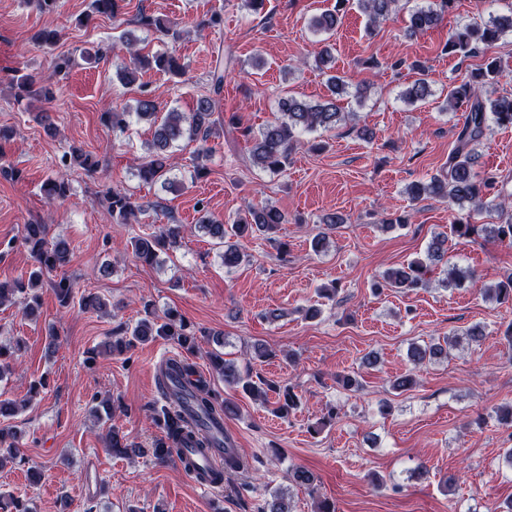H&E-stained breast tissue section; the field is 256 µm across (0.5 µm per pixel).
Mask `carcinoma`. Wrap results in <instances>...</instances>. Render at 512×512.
I'll return each instance as SVG.
<instances>
[{"mask_svg":"<svg viewBox=\"0 0 512 512\" xmlns=\"http://www.w3.org/2000/svg\"><path fill=\"white\" fill-rule=\"evenodd\" d=\"M349 2L350 0H336L334 8L312 18L310 29L317 34L334 33L342 22V10ZM454 2L455 0H437L434 5L415 6L409 9L406 21L407 34L413 37L438 26ZM398 3L399 0H356L359 10L374 24L390 19ZM128 4L129 0H91L88 11L76 19V23L84 26L97 16L116 19L125 14ZM132 24L154 31L174 43L181 37L180 31L174 26L143 12L136 15ZM508 32L512 33V13L492 17L485 23H466L448 37L445 50L467 57L479 46H488ZM136 41L137 37L133 31L127 30L121 34L119 42L112 45L113 50L124 51L130 56L129 64L117 73L122 82L129 83V76L138 70H157L175 75L182 73L176 50L144 54L135 47ZM499 71L500 65L492 60L485 67L475 71L469 80L448 88V106L452 109H464L465 118L462 125L456 128L455 145L448 155V169L424 182L412 184L408 191L412 200L437 199L448 203L450 208L456 205L461 207L467 203L474 211L491 212L502 208V205L486 200L488 190L496 182V176L490 172H474V165L479 157L478 148L483 144L491 124L512 127V94L494 98L481 94V87L494 80ZM12 86L15 88L14 102L18 105L27 99L41 100L50 105L55 100L53 81L50 77L44 80L32 74H23L12 78ZM223 88L224 67L218 60L211 72L208 93L198 98L196 108L188 114L175 108L162 111L153 91L141 89L136 116L154 127L152 140L147 146V154L136 168L141 181L159 183L169 190H182L184 184L171 176L169 153L185 140L198 143L193 158L191 179L198 180L208 175L210 155L206 143L214 128L220 124V120L213 118V115L216 97L221 95ZM327 89V97L314 104L293 96L282 97L278 104L279 117L256 132L242 130L243 136L251 142L250 155L254 165L271 173L282 172L288 164L300 133L317 128L325 131L335 129L351 116V113L344 111L341 100L345 97L352 98L361 104L370 94L369 83L362 81L353 84L336 74L327 78ZM431 95L428 80L419 76L408 84L401 98L413 105L425 101ZM126 116L127 112L110 107L102 112L101 120L104 125L112 128V133L123 134L128 127ZM73 163L88 172L94 171L98 166L95 157L80 149H74L61 157L63 166L68 167ZM69 191L70 184L62 177L50 178L43 186V192L52 200L66 198ZM101 202L115 224L136 222L138 216L144 212V206L137 203L133 195L123 188L107 187ZM197 212L199 217L197 224L194 225L195 231L219 241L224 246L222 259L224 267L228 269L239 266L248 257L246 246L241 243V239L262 236L270 241L272 234L276 233L281 225L288 223V216L284 212L266 205L250 208V218H239L231 224L214 218L201 200L197 202ZM185 232L184 224H157L151 232L132 238V252L140 262L152 265L158 261L159 253L175 247ZM481 232L489 238L512 241V218L501 224H463L458 221L451 225V232L434 233L427 247L426 260L416 259L401 267L387 270L382 275V282L377 284V289L413 291L429 287L430 272L439 265H448V234L470 238ZM22 244L34 259L35 267L29 272L27 280L18 279L11 288L0 283L1 306L13 301L18 294H27V290L43 282L45 276L70 262L68 244L62 240L50 241L46 224L23 225ZM465 279L473 285L478 283L475 272L456 269L445 273L441 283L443 287L448 288L460 285ZM482 290L485 296L499 303L512 302V278L493 287L484 286ZM55 291L59 302L65 307L76 305L82 311L106 308V304L97 295L76 296L74 283L65 277L55 283ZM142 312L143 317L135 324L118 328L122 338L112 342V351L123 352L157 336H170L176 339L177 343L191 354L198 350L195 332L177 311L169 310L160 316L156 313L154 303L144 298ZM462 336L470 341H479L484 336V328L474 325L460 334L454 332L424 345L413 343L408 351L409 358L415 366L420 367L447 357L451 350L460 344ZM21 348L20 339L8 346L0 344V380L10 371V360ZM210 358L214 370L224 377L226 386L239 388L263 402L268 401L269 395H275L276 411L282 415H287L298 407L299 398L290 388H283L260 376L255 378L250 369L242 370L234 362L220 355L212 354ZM172 397L177 405L190 406L191 415L199 422L230 419L237 414V406L233 402L219 401L211 388L200 380L193 384L192 389L174 393ZM109 447L117 454H141V449L128 443L125 434L117 426L112 427L109 432ZM249 468V462L240 455L228 449L224 450V473L230 474ZM288 508L284 494L274 490L269 493V499L265 501L262 512H288Z\"/></svg>","mask_w":512,"mask_h":512,"instance_id":"cac0c4a2","label":"carcinoma"}]
</instances>
